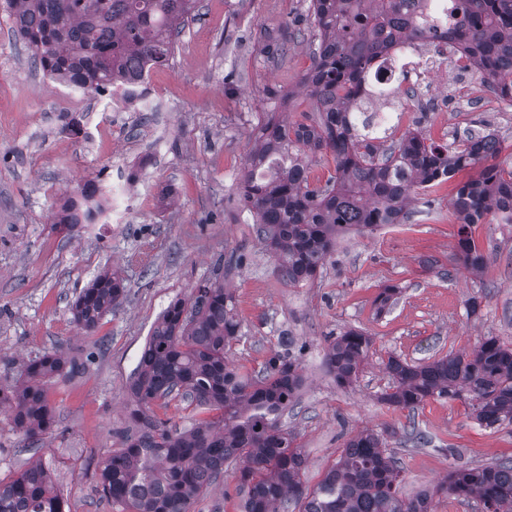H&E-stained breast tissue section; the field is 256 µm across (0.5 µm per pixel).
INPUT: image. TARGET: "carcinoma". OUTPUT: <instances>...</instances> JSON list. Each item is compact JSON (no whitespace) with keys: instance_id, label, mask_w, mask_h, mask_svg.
Instances as JSON below:
<instances>
[{"instance_id":"carcinoma-1","label":"carcinoma","mask_w":512,"mask_h":512,"mask_svg":"<svg viewBox=\"0 0 512 512\" xmlns=\"http://www.w3.org/2000/svg\"><path fill=\"white\" fill-rule=\"evenodd\" d=\"M198 0H4L17 35L44 74L60 83L102 94L118 83L143 79L168 59L175 38L193 17ZM421 0H310L316 32L312 63L300 77L314 115L285 123L275 115L260 125L246 161L239 197L255 216L256 234L278 262L283 280H315L337 238L354 228L373 229L409 220L415 196L479 167L460 184L453 207L460 227L456 258L478 273L487 263L470 225L491 218L512 224V169L498 162L495 134L468 133L440 145L420 129L391 142L359 120L360 94L377 57L397 41L438 40L443 34L415 25ZM448 37L460 43L476 71L491 80L499 98L512 92V0H448ZM329 152L336 176L309 181L304 157ZM99 186H80L56 212L70 232L95 223ZM126 287L116 270L96 275L72 304L73 321L91 333L122 305ZM235 298L219 276L172 301L159 317L129 381L130 410L119 433L121 447L99 470L104 497L121 512H190L194 501L224 479V466L239 474L241 512H434V498L448 493L475 499L483 512H512V459L456 466L446 479L399 497L401 465L381 434L350 437L319 485L304 487L305 455L278 417L296 401L304 383L292 343L284 345L259 376L226 358L239 335ZM370 338L349 329L329 341L325 359L336 387L358 379ZM78 369L62 350L19 364L17 380L0 388L12 425L33 443L53 432L55 415L46 386ZM392 391L383 400L415 409L430 398L469 399L476 420L489 428L512 423V348L494 336L470 353L412 365L389 358ZM188 401L212 416L172 430L153 406ZM48 468L35 463L0 481V512H63Z\"/></svg>"}]
</instances>
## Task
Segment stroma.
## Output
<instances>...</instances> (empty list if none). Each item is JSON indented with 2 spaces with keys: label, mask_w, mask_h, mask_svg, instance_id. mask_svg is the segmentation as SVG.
Segmentation results:
<instances>
[{
  "label": "stroma",
  "mask_w": 512,
  "mask_h": 512,
  "mask_svg": "<svg viewBox=\"0 0 512 512\" xmlns=\"http://www.w3.org/2000/svg\"><path fill=\"white\" fill-rule=\"evenodd\" d=\"M309 0H202L164 65L152 68L153 93L127 112L104 97L43 77L0 7V386L13 385L16 361L56 349L84 368L49 382L58 425L40 453L55 474L64 512H119L102 496L98 474L119 448L128 417L127 384L158 318L202 281L237 266L225 285L235 295L241 334L226 350L233 365L261 373L293 341L305 383L281 424L307 461L314 489L346 440L369 429L400 459V495L441 481L456 465L512 458V424L481 425L470 402L430 399L415 409L384 403L389 357L412 364L471 351L493 336L512 348V224L472 227L488 262L480 274L455 258L459 223L452 206L468 169L434 186L404 224L352 231L318 277L290 285L257 239L237 195L264 113L293 94L288 121H305L309 99L297 83L315 38ZM294 31L278 59L267 45ZM424 134L439 144L466 131H493L512 164V106L472 77L449 74L435 88ZM95 181L112 207L73 235L55 229L59 204ZM120 271L123 304L95 332L74 323L70 305L103 269ZM388 285L397 303L378 311ZM479 309L469 314L470 300ZM371 346L357 382L337 388L325 365L327 339L348 329ZM427 437L419 444L412 431ZM0 413V479L25 469L31 454ZM237 473L203 493L190 512H239Z\"/></svg>",
  "instance_id": "35a3bbf8"
}]
</instances>
